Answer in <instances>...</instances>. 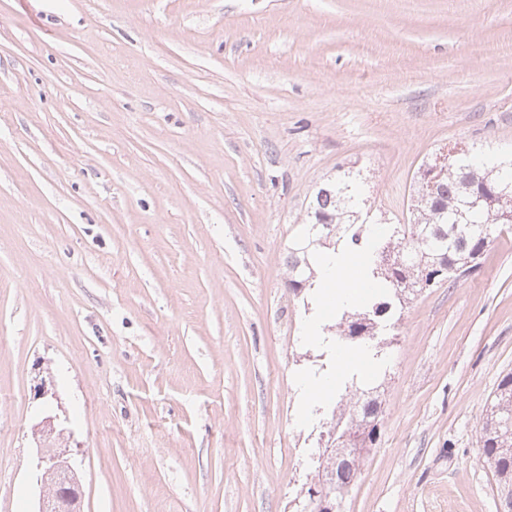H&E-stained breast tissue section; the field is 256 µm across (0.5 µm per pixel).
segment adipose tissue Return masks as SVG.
<instances>
[{
    "mask_svg": "<svg viewBox=\"0 0 512 512\" xmlns=\"http://www.w3.org/2000/svg\"><path fill=\"white\" fill-rule=\"evenodd\" d=\"M319 297L336 308L353 307L361 303L366 285V265L350 251L338 250L322 255L318 260Z\"/></svg>",
    "mask_w": 512,
    "mask_h": 512,
    "instance_id": "1",
    "label": "adipose tissue"
}]
</instances>
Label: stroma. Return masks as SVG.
Segmentation results:
<instances>
[{
  "label": "stroma",
  "mask_w": 512,
  "mask_h": 512,
  "mask_svg": "<svg viewBox=\"0 0 512 512\" xmlns=\"http://www.w3.org/2000/svg\"><path fill=\"white\" fill-rule=\"evenodd\" d=\"M456 143L512 150V0H0V512H35L47 416L83 512H308L328 414L295 378L340 317L288 250L349 169L407 223ZM393 335L343 512H503L512 232ZM490 417V420H489ZM491 421V422H490ZM485 461L493 470L507 512L512 511V374L500 380L480 432ZM488 456H494L493 461ZM511 487V491H509ZM508 488V489H507Z\"/></svg>",
  "instance_id": "35a3bbf8"
}]
</instances>
